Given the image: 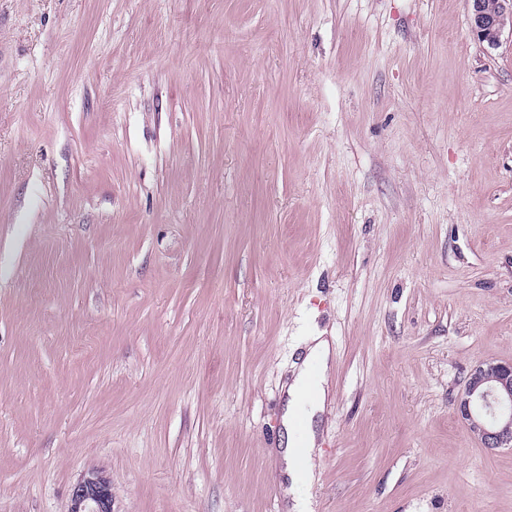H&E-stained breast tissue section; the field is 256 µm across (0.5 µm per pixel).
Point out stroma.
<instances>
[{
	"mask_svg": "<svg viewBox=\"0 0 512 512\" xmlns=\"http://www.w3.org/2000/svg\"><path fill=\"white\" fill-rule=\"evenodd\" d=\"M512 512L455 413L512 362V41L467 0H0V512ZM332 350L327 339L321 335L311 336L306 342V352L300 363H293L292 378L285 387L284 407L281 414V441L275 453L280 466V488L288 510L291 512H313L310 490L318 480L311 464L313 451L318 445V419L326 409L330 394ZM310 386L315 393L308 396ZM305 419L304 437L299 439L296 418ZM307 448L304 465L297 463L296 449ZM69 512H112V484L102 471L92 468L74 485Z\"/></svg>",
	"mask_w": 512,
	"mask_h": 512,
	"instance_id": "obj_1",
	"label": "stroma"
}]
</instances>
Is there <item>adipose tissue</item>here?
Wrapping results in <instances>:
<instances>
[{
  "instance_id": "ef3b65f1",
  "label": "adipose tissue",
  "mask_w": 512,
  "mask_h": 512,
  "mask_svg": "<svg viewBox=\"0 0 512 512\" xmlns=\"http://www.w3.org/2000/svg\"><path fill=\"white\" fill-rule=\"evenodd\" d=\"M332 350L323 336L310 337L306 352L292 366V378L285 387L281 414V441L275 453L280 466V488L291 512H313L310 490L317 480L311 463H298L297 448L314 450L318 444V419L330 394ZM304 417V431H297V417Z\"/></svg>"
}]
</instances>
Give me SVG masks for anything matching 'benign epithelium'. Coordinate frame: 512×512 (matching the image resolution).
Returning <instances> with one entry per match:
<instances>
[{"instance_id": "benign-epithelium-1", "label": "benign epithelium", "mask_w": 512, "mask_h": 512, "mask_svg": "<svg viewBox=\"0 0 512 512\" xmlns=\"http://www.w3.org/2000/svg\"><path fill=\"white\" fill-rule=\"evenodd\" d=\"M470 26L477 39L498 46L512 35V0H468ZM456 412L470 434L489 452L512 447V362L473 367ZM70 512H112V484L98 469L88 470L71 492Z\"/></svg>"}]
</instances>
